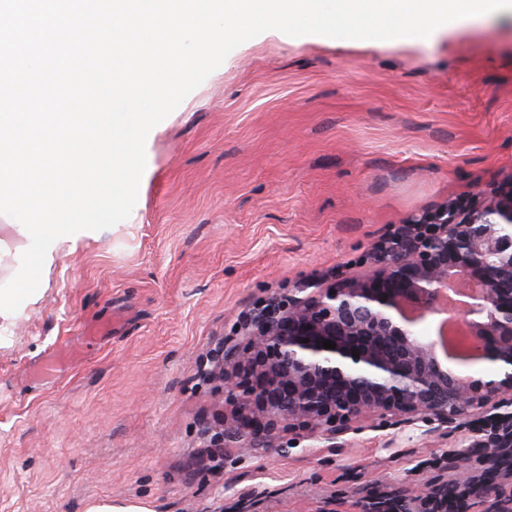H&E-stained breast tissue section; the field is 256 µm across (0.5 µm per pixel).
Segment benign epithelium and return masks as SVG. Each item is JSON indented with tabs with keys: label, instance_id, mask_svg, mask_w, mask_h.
<instances>
[{
	"label": "benign epithelium",
	"instance_id": "7a95c632",
	"mask_svg": "<svg viewBox=\"0 0 512 512\" xmlns=\"http://www.w3.org/2000/svg\"><path fill=\"white\" fill-rule=\"evenodd\" d=\"M450 252L452 264L442 260ZM367 265L331 285L306 279L246 314L213 358L211 375L234 406L211 447L255 452L284 434L333 440L379 418L452 428L481 415L494 428L476 442L485 457L512 448V180L469 207L411 215L372 245ZM453 279L471 294L446 370L437 354L448 346L444 331L439 344L416 328L440 322L436 299ZM482 362L498 377L452 369Z\"/></svg>",
	"mask_w": 512,
	"mask_h": 512
}]
</instances>
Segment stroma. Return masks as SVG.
<instances>
[{
  "label": "stroma",
  "mask_w": 512,
  "mask_h": 512,
  "mask_svg": "<svg viewBox=\"0 0 512 512\" xmlns=\"http://www.w3.org/2000/svg\"><path fill=\"white\" fill-rule=\"evenodd\" d=\"M145 172L127 225L62 245L0 325V512H363L478 459L477 416L216 458L207 373L258 299L512 180L511 13L426 43L264 32L155 127Z\"/></svg>",
  "instance_id": "obj_1"
}]
</instances>
